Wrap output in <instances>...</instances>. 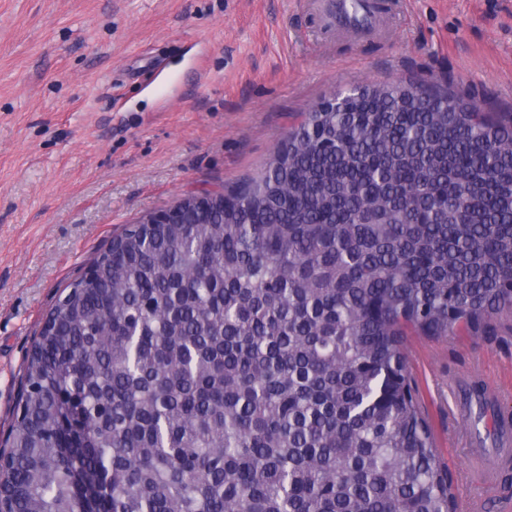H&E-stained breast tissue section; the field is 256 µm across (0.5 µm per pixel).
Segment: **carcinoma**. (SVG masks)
<instances>
[{
  "mask_svg": "<svg viewBox=\"0 0 512 512\" xmlns=\"http://www.w3.org/2000/svg\"><path fill=\"white\" fill-rule=\"evenodd\" d=\"M215 198L124 228L55 304L8 512H456L404 340L512 310V116L365 84Z\"/></svg>",
  "mask_w": 512,
  "mask_h": 512,
  "instance_id": "cac0c4a2",
  "label": "carcinoma"
}]
</instances>
